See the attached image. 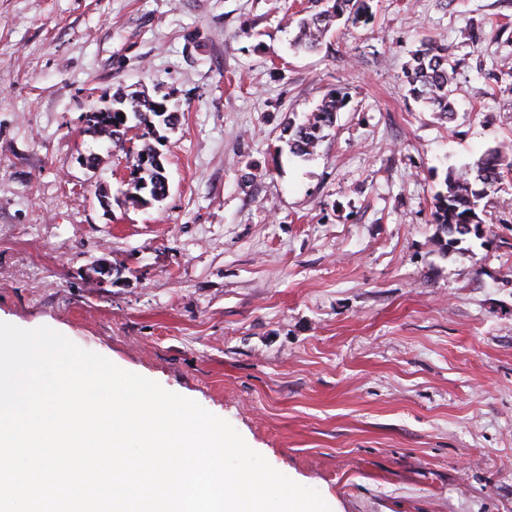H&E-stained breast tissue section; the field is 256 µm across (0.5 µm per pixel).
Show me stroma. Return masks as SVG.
Listing matches in <instances>:
<instances>
[{
	"label": "stroma",
	"instance_id": "obj_1",
	"mask_svg": "<svg viewBox=\"0 0 512 512\" xmlns=\"http://www.w3.org/2000/svg\"><path fill=\"white\" fill-rule=\"evenodd\" d=\"M372 7L303 53L314 0H0V322L196 401L337 512H512V175L483 238L433 222L448 169L512 150V0ZM424 38L453 119L402 82ZM117 98L177 118L162 202L130 199L141 128L86 125ZM346 105V96L334 91L326 95L316 111L298 122H288V145L290 152L299 157L309 156L316 146L325 138L324 131L333 127L337 112Z\"/></svg>",
	"mask_w": 512,
	"mask_h": 512
}]
</instances>
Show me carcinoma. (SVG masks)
<instances>
[{"instance_id":"obj_1","label":"carcinoma","mask_w":512,"mask_h":512,"mask_svg":"<svg viewBox=\"0 0 512 512\" xmlns=\"http://www.w3.org/2000/svg\"><path fill=\"white\" fill-rule=\"evenodd\" d=\"M329 4L324 10L316 11L299 21V31L293 39L298 50L317 49L334 22L345 19L352 26L367 24L373 18L372 0H323ZM457 64L448 49L425 38L420 48L412 55V61L404 71L405 83L413 98L431 111L446 117L454 112L451 98L452 85ZM346 105V96L338 91L330 92L316 111L305 116L298 123H288V145L290 152L299 157L309 156L325 138L324 131L333 127L337 112ZM154 135L156 125L173 123V115L166 113L161 104L143 101L133 106L132 113L121 108L110 112L94 110V126L99 133L122 144L129 119ZM157 153L148 145L136 154V171L146 173L134 181L136 195L134 202L146 205L160 202L165 196L166 177L163 165L156 161ZM512 172V155L500 148L485 151L477 160L462 169H450L445 178L446 190L435 195L434 222L447 236L444 247L455 249L470 238L483 236L481 201L498 190L505 175Z\"/></svg>"}]
</instances>
